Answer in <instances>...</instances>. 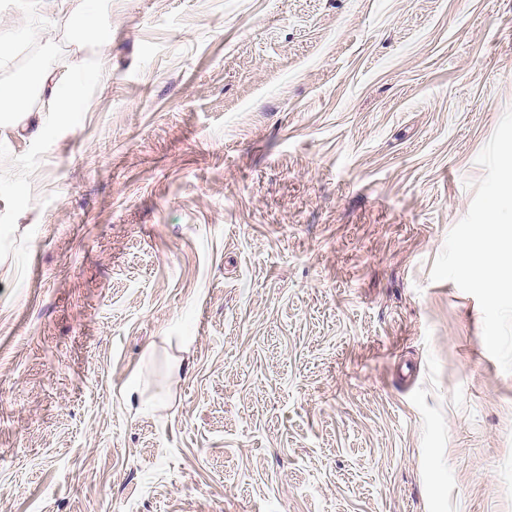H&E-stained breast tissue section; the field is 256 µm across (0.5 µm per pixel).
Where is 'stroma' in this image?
Instances as JSON below:
<instances>
[{"mask_svg":"<svg viewBox=\"0 0 512 512\" xmlns=\"http://www.w3.org/2000/svg\"><path fill=\"white\" fill-rule=\"evenodd\" d=\"M1 38L82 96L0 139V512H512V373L430 278L512 0H0Z\"/></svg>","mask_w":512,"mask_h":512,"instance_id":"obj_1","label":"stroma"}]
</instances>
